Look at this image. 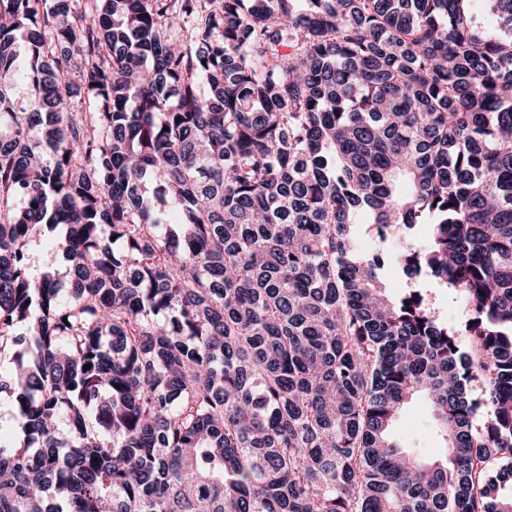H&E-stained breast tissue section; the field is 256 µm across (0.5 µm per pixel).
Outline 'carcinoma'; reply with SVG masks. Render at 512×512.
I'll return each instance as SVG.
<instances>
[{"label": "carcinoma", "mask_w": 512, "mask_h": 512, "mask_svg": "<svg viewBox=\"0 0 512 512\" xmlns=\"http://www.w3.org/2000/svg\"><path fill=\"white\" fill-rule=\"evenodd\" d=\"M3 363L0 512H512V0H0ZM435 307L449 323H460L467 313L465 299L447 292L435 291ZM398 443L420 457L436 458L444 448L435 439L432 418L423 398L414 397L406 406L401 421L394 428Z\"/></svg>", "instance_id": "cac0c4a2"}]
</instances>
